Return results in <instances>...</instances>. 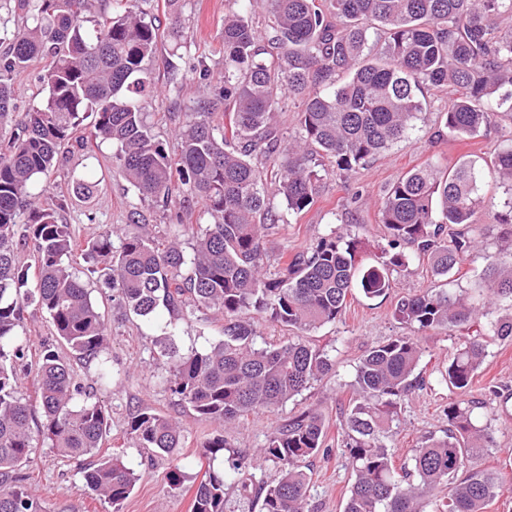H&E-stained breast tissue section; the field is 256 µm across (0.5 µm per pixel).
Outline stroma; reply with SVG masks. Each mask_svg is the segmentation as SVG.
<instances>
[{
  "mask_svg": "<svg viewBox=\"0 0 512 512\" xmlns=\"http://www.w3.org/2000/svg\"><path fill=\"white\" fill-rule=\"evenodd\" d=\"M232 7V0H185L182 12L188 40L184 47L176 50L168 45L162 47L155 65L157 79L165 80L166 62L177 64L203 51L210 52L214 61H222L224 15ZM198 98V88L192 85L178 103H171L165 97L150 101L147 111L155 133L160 138L170 139L175 125L186 121L188 106ZM425 98L423 117L407 139L378 155L350 177H328L312 208L299 217L286 218L267 244L271 257L299 251L334 228L365 242L376 243L383 235L378 204L401 173L418 167L431 156L448 163L466 155L487 159L493 156L499 144L512 138V119L506 117L495 129L471 139L449 136L436 139L434 133L441 120L440 114L447 110L453 95L431 90ZM111 164L112 146L104 143L96 149L94 157L75 155L67 168L53 172L48 181H37L33 189L38 192L46 188L54 194L64 189L71 177L101 178L100 192L92 203L73 204L63 214L64 223L72 225L76 235L83 239L95 236L106 225L127 231L128 212L136 206L151 218H160L159 209L140 202L124 180L106 176L105 171ZM504 232L503 225H484L483 251L468 258L464 277L440 280L434 278L427 265L413 263L394 274L393 288L386 299L368 300L359 294L348 298L346 309L336 323L321 327L310 337L311 343L334 349V372L314 382L278 410L249 415L227 432L232 449L252 459L251 472L255 480L270 482L277 476L273 464L258 457L272 430L299 411L316 410L325 419L330 452L309 460L314 512H343L352 467L343 453L340 408L352 394L358 357L371 342L402 334V326L392 317L401 296L431 287H445L453 293L472 290L485 265V255L498 251ZM89 286L107 324L106 348L102 359H76L72 365L78 380L110 413L111 433L100 450L101 455H122L139 475L121 512H191L193 496L208 469L203 445L217 433L218 426L178 404L169 389L172 368L161 355V341L169 333L180 350H201L221 339L223 322L209 311H197L179 319L164 311L149 319L140 318L126 313L104 284L93 279ZM420 342L425 353L419 368L426 387L404 403L398 428L389 440L399 464L410 459L426 434L440 433L448 426L445 409L452 393L440 372L457 338L445 330H427L421 332ZM105 365L112 371V383L107 387L97 382ZM471 396L481 403L474 411L477 420L489 426L495 437L493 447L474 457L471 464L506 477L503 491L486 512H512V340L489 341L487 356L475 378ZM143 410L170 418L182 427L184 438L174 457H158L148 449L133 446L128 437V423ZM86 465L84 459L61 456L48 443H37L25 471L40 499L42 512H112L111 504L85 490L80 470ZM175 465L184 474L181 486L176 489L168 482V473Z\"/></svg>",
  "mask_w": 512,
  "mask_h": 512,
  "instance_id": "stroma-1",
  "label": "stroma"
}]
</instances>
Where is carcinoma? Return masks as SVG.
<instances>
[{
    "instance_id": "1",
    "label": "carcinoma",
    "mask_w": 512,
    "mask_h": 512,
    "mask_svg": "<svg viewBox=\"0 0 512 512\" xmlns=\"http://www.w3.org/2000/svg\"><path fill=\"white\" fill-rule=\"evenodd\" d=\"M15 28L0 39V512H39L19 472L37 439L68 457L93 456L107 440L104 406L92 400L71 365L50 341L36 362L17 335L34 307L47 314L57 341L83 359L98 357L107 326L83 274L112 289L125 311L149 317L163 308L174 316L213 309L224 338L204 350L182 352L166 338L170 390L197 416L228 428L252 413L272 412L333 370L329 350L306 336L335 322L356 292L385 297L393 272L425 262L434 276L461 273L479 249L484 211L508 226L512 202L486 199V179L512 183V144L485 165L477 159L441 165L428 158L400 175L381 198L379 223L387 245L364 262L357 237L334 230L269 270L265 241L284 213L300 215L316 202L321 182L348 175L406 139L424 111V91L454 88L441 123L457 138L474 137L512 115V0H267L270 30L252 25L250 0L224 15V68L203 56L169 65L165 92L177 101L188 84L204 100L175 134L161 140L148 121L145 99L157 89L153 66L162 45L186 43L182 0H167L166 27L148 0H9ZM38 71V105L20 122L12 81ZM298 104V133L288 137L278 120L285 99ZM110 141L112 176L129 183L142 201L160 206L167 223L193 229L192 204L211 222L193 236L191 251L177 236L148 228L131 214L132 230L107 227L85 244L60 219L78 199L90 203L98 183L74 177L67 191L36 202L34 182L66 166L75 152L90 154ZM279 200L286 212L279 211ZM29 251L32 264L19 261ZM91 266L82 271L73 257ZM475 290L426 288L401 297L394 320L413 332L469 331L448 358L442 378L453 392L472 389L486 357L487 339H512V316L488 317L486 307L512 299V249L485 256ZM296 331L286 343L254 346V315ZM424 349L415 336L371 344L355 368L342 411L343 452L354 481L343 512H485L502 475L468 467L493 447L490 427L477 424L473 406L448 403V429L429 435L411 463L394 466L387 447L409 396L424 379L417 368ZM33 375L36 404L19 394V376ZM43 422L31 427L35 410ZM322 416L303 410L275 428L263 457L276 464L273 484L254 488L260 512H312L306 460L324 448ZM138 448L174 456L182 428L141 412L129 422ZM208 460L228 448L220 431L205 443ZM244 455L209 472L192 512H224L225 486H248ZM138 476L117 457L83 468L86 487L112 504L129 496Z\"/></svg>"
}]
</instances>
